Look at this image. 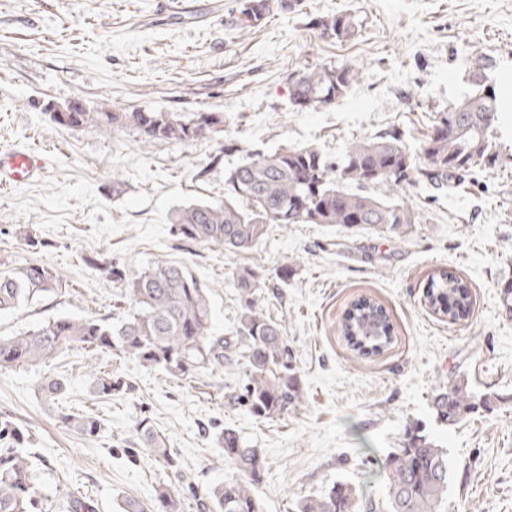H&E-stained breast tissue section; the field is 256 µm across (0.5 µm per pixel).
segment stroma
Wrapping results in <instances>:
<instances>
[{
    "label": "stroma",
    "mask_w": 512,
    "mask_h": 512,
    "mask_svg": "<svg viewBox=\"0 0 512 512\" xmlns=\"http://www.w3.org/2000/svg\"><path fill=\"white\" fill-rule=\"evenodd\" d=\"M233 0H0V148L40 153L44 174L0 189V266L39 262L63 290L0 314L10 336L59 316L110 317L118 290L82 258L96 253L137 273L157 260L183 263L210 290L213 328L225 334L240 313L232 275L251 267L273 275L294 267L284 288H266L263 307L282 319L303 388L301 403L274 421L224 400L233 370L191 382L136 361L75 350L47 364L0 373V419L31 437L42 495L63 512L71 498L96 512H122L128 498L150 502L161 485L180 493L183 512L234 474L216 441L239 430L266 463L258 486L263 512H293L298 500L347 478L365 496H383L384 455L408 424L421 422L447 447L453 466L443 512H512V171H488L437 192L404 191L420 222L406 237L329 224L272 226L256 249L237 255L181 246L173 208L224 196V171L256 151L313 144L341 156L352 137L387 128L417 144L431 113L467 96L484 69L509 110L497 146L512 158V0H304L242 31L226 22ZM347 11L362 23L345 42L323 39L310 18ZM350 63L360 80L335 105L296 111L288 85L312 65ZM78 99L90 111L220 112L238 152L217 138L143 144L136 130H73L55 124L46 103ZM38 241L28 247L19 229ZM445 269L467 283L468 319L439 321L424 292ZM367 298L388 313L392 340L377 356L351 350L340 323ZM130 383L109 399L93 392L99 372ZM65 380L62 403L39 392L44 377ZM494 393L491 409L438 427L432 394L451 378ZM97 415L87 438L57 419L58 407ZM149 418L168 440V467L148 451L124 453L128 430Z\"/></svg>",
    "instance_id": "stroma-1"
}]
</instances>
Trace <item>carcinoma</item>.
Masks as SVG:
<instances>
[{
  "label": "carcinoma",
  "mask_w": 512,
  "mask_h": 512,
  "mask_svg": "<svg viewBox=\"0 0 512 512\" xmlns=\"http://www.w3.org/2000/svg\"><path fill=\"white\" fill-rule=\"evenodd\" d=\"M301 0H236L228 24L240 29L261 26L273 10L288 14L300 10ZM321 38L339 42L354 38L362 21L342 11L311 21ZM359 78L352 64L305 68L289 83L288 100L298 110L326 107L343 98ZM50 119L72 129H134L143 143L163 141L187 144L202 132L222 139L224 153L238 151L224 134L222 112H51ZM500 121L494 89L476 88L448 110L434 113L427 134L411 147L395 128L356 137L339 160L308 145H283L272 152L250 155L224 171V198L191 203L170 213L173 234L193 245L218 246L230 255L255 249L273 224H333L345 229L375 230L404 237L419 223V214L402 200L381 198L375 189H407L427 185L438 191L448 182L478 171L496 169L504 161L496 151ZM83 262L119 285L129 304L123 316L109 321L97 316L58 317L32 330L0 336V371L34 366L73 350L92 349L133 359L140 366L176 380H193L199 372L235 367L245 380L244 393L224 396L229 404L245 403L249 413L275 420L300 403L301 382L293 369L282 319L259 307L266 277L244 267L233 274L241 314L233 330L217 336L212 330L209 289L183 264L157 260L146 269L127 274L98 255ZM61 281L44 263L0 268V312L17 310L51 292ZM427 307L455 323L471 310V296L463 280L447 271L429 276L424 294ZM340 331L353 351L369 357L383 352L391 341L392 325L384 308L366 298L352 303ZM127 390L110 374L95 377L94 392L101 397ZM40 392L55 399L66 392L61 378L48 377ZM491 407L478 400L463 378H454L431 397L437 423L452 426L475 412ZM58 420L89 438L104 429L93 415L58 412ZM132 444L144 447L160 460L172 463L165 439L145 421L132 427ZM224 459L236 475L206 491L204 512H262L257 488L264 471L259 449L250 446L238 430L226 426L218 436ZM23 433L12 422L0 421V512H51L36 484L37 461L26 448ZM384 501L378 505L360 494L348 479L297 505V512H441L452 477L448 449L439 445L426 427H406L399 446L379 464ZM123 512H181L180 497L162 487L145 504L127 500Z\"/></svg>",
  "instance_id": "obj_1"
}]
</instances>
